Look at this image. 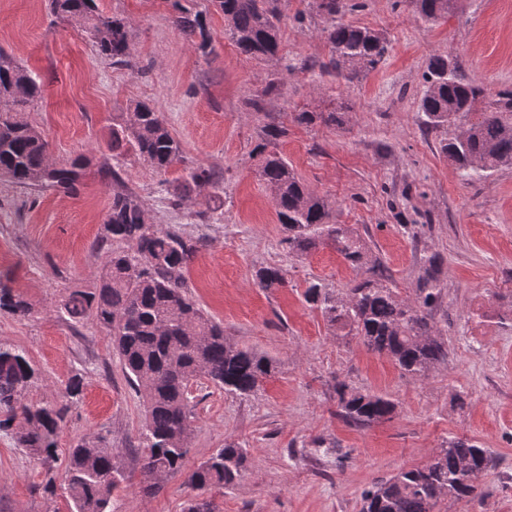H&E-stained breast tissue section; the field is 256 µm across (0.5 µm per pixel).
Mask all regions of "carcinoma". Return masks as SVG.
<instances>
[{"mask_svg":"<svg viewBox=\"0 0 512 512\" xmlns=\"http://www.w3.org/2000/svg\"><path fill=\"white\" fill-rule=\"evenodd\" d=\"M280 0H202L184 6L172 0L174 26L203 56L213 50L207 23L210 7L224 14V35L246 57L269 62L280 53ZM426 22L448 17L457 0H405ZM53 15L73 20L97 55L114 65L131 66L129 23L101 11L96 0H49ZM321 17V33L329 47L326 68L347 82L382 63L389 52L385 35L368 26H356L342 16L359 8L352 0H310ZM425 91L419 109L429 126L452 127L471 113L482 89L458 77L442 56L430 58L424 72ZM41 94L36 77L0 51V177L41 190L70 193L76 189L82 162L51 164L48 142L24 118L26 104ZM502 111L480 117L448 139L442 151L448 160L476 173L490 174L512 165V93L502 94ZM300 125L318 121L340 126L343 112H295ZM285 127L266 130V139L253 153L259 156L257 173L270 187L288 252L307 255L330 246L356 272L345 292L330 293L319 283L305 291L306 301L340 336L357 338L368 350L389 358L402 373L425 377L448 359V345L439 336L431 309L439 290L429 277L416 289L414 299L404 298L389 286L388 277L372 259L366 243L354 229L333 220L327 200L302 183L288 161L277 151L276 140ZM143 158L161 177L171 206L179 208L192 188L219 181L214 171L197 166L172 184L169 169L182 161L178 141L170 134L163 113L147 103L122 112L112 125V151H128ZM107 251L98 283L70 291L61 312L74 324L92 321L107 329L118 350L126 376L145 398L147 419L141 433L140 484L157 493L164 479L182 471L192 433L189 386L204 377L224 392L247 397L275 372L272 358L239 347L224 336V327L208 318L188 296L186 273L199 251L200 241L175 230L148 223L140 200L123 191L112 204L96 242ZM263 289L285 288V270L267 265L256 270ZM0 312L25 319L33 307L0 277ZM39 380L27 354L0 343V431L14 437L25 455L46 466L42 486L48 501L56 494V479L63 481L69 512H111L112 495L125 481L123 467L102 435L83 437L70 449L61 476H56L58 438L70 405L83 394L84 377L69 379L61 399L28 398ZM339 415L369 427L392 415L395 402L344 382L336 384ZM246 461L245 449L226 442L189 475L195 491L185 512H211L207 494L232 484ZM491 466L486 449L466 437H450L431 459L381 480L364 491L362 512H440L445 500L474 499L482 495L470 475Z\"/></svg>","mask_w":512,"mask_h":512,"instance_id":"1","label":"carcinoma"}]
</instances>
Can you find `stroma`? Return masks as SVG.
<instances>
[{
  "label": "stroma",
  "instance_id": "stroma-1",
  "mask_svg": "<svg viewBox=\"0 0 512 512\" xmlns=\"http://www.w3.org/2000/svg\"><path fill=\"white\" fill-rule=\"evenodd\" d=\"M307 2L281 0L280 58L264 63L225 37L219 11L208 15L214 51L202 57L173 25L167 0H100L104 12L130 23L135 66L127 69L97 56L79 28L51 15L48 0H0V50L42 88L26 119L53 160H84L70 194L0 180V274H11L34 308L26 319L0 313V343L22 349L38 369L30 399H57L75 372L84 374L55 468L63 470L78 437L106 436L127 476L114 493L116 512H183L192 496L187 473L228 441L245 448L247 461L234 486L210 493L214 512H360L365 489L425 464L451 436L475 440L494 466L481 478L482 497L444 502L445 512H512V165L488 176L457 168L441 152L447 130L428 126L419 110L435 55L483 88L478 111L512 92V0H458L436 23L416 17L405 0H363L346 21L382 31L391 48L351 83L324 70L323 23ZM138 102L162 112L182 145L168 180L203 166L221 181L174 209L142 159L113 156L112 118ZM302 111L342 112L346 121L293 122ZM269 126L286 127L278 151L327 198L336 222L364 239L401 296L413 297L432 270V315L448 358L428 377L404 375L358 339L337 336L306 302L309 283L339 292L356 274L328 246L289 255L252 155ZM108 167L118 178L105 176ZM117 190L133 192L150 223L200 239L187 273L193 299L231 341L276 366L244 398L204 378L193 382L189 453L155 494L139 485L145 405L109 332L90 321L72 326L60 313L67 292L90 286L105 263L94 244ZM202 210L209 222L198 221ZM272 264L284 268L288 285L266 291L254 273ZM340 381L393 399L391 418L367 428L346 422L337 413ZM44 480V465L0 433V512H45Z\"/></svg>",
  "mask_w": 512,
  "mask_h": 512
}]
</instances>
